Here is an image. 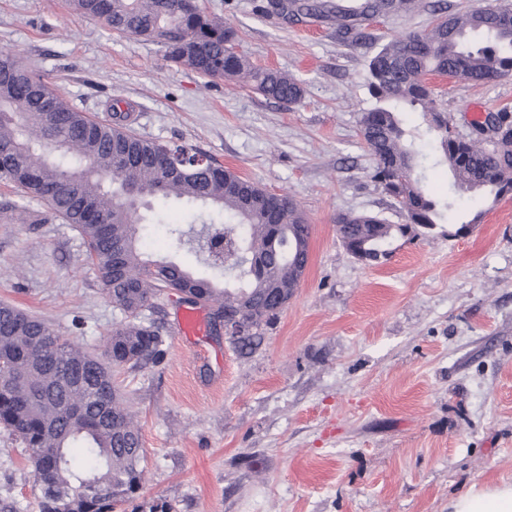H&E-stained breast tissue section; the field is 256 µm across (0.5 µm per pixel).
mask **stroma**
Segmentation results:
<instances>
[{
    "label": "stroma",
    "instance_id": "stroma-1",
    "mask_svg": "<svg viewBox=\"0 0 512 512\" xmlns=\"http://www.w3.org/2000/svg\"><path fill=\"white\" fill-rule=\"evenodd\" d=\"M266 0H200L237 33L238 53L305 87L301 105L250 84L206 79L166 60L157 43L119 37L69 0H0V51L18 54L58 92L99 119L129 113L138 135L207 153L268 191L290 195L313 229L306 273L252 355L223 332L193 342L176 331L182 305L160 294L145 321L163 353L114 383L144 448L141 488L113 512H448L471 485L512 481V203L486 207L459 237L413 227L391 258L368 266L344 249L342 212L405 221L372 180L359 132L372 108L367 64L392 39L431 27V10L332 28L288 25ZM449 124L469 136L473 104L512 109V76L484 84L441 78ZM141 249L210 276L172 248L187 221L169 205ZM44 319L103 354L124 312L105 294L77 229L0 182V303ZM0 512H40L27 448L0 425Z\"/></svg>",
    "mask_w": 512,
    "mask_h": 512
}]
</instances>
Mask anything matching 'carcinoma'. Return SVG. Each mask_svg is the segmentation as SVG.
Returning a JSON list of instances; mask_svg holds the SVG:
<instances>
[{"instance_id":"carcinoma-1","label":"carcinoma","mask_w":512,"mask_h":512,"mask_svg":"<svg viewBox=\"0 0 512 512\" xmlns=\"http://www.w3.org/2000/svg\"><path fill=\"white\" fill-rule=\"evenodd\" d=\"M423 0H269L267 11L288 14V24L331 25L342 39L359 35L380 15L412 14ZM80 16L116 34L135 35L165 49L166 59L215 79L247 80L268 99L296 106L305 89L276 69L253 66L234 50L236 31L197 8L192 0H70ZM472 83L512 75V9L488 6L454 13L442 10L426 33L383 45L369 60L367 86L374 106L359 126L374 159L372 179L406 212L407 223L428 234L453 236L448 212L454 199L432 195L417 173L423 154L407 133L402 114L420 113L434 157L447 166L456 194L475 192L496 205L512 192V114L497 112L504 140L486 143L480 123L474 137L455 136L437 103L429 76ZM197 152L143 138L112 119L82 112L37 75L20 57L0 53V180L49 207L74 225L87 245L103 291L126 313L112 330L101 357L55 334L43 320L0 304V424L29 451L39 490L40 512H112L135 498L141 482L142 439L122 406L113 369L141 366L162 352V329L140 319L163 290L190 286V295L220 312L236 305L248 320L239 352L260 345L296 290L289 255L310 238V225L296 201L274 195L214 164L193 169ZM185 165V176L165 177V163ZM152 201L175 200L191 209L207 205L224 227L176 225L172 243L196 251L209 230L224 236L229 252L248 254L260 271H235L224 287L174 261L150 262L140 251L139 224ZM348 252H379L383 259L404 225L374 214L336 216ZM283 289L274 301L269 289Z\"/></svg>"}]
</instances>
